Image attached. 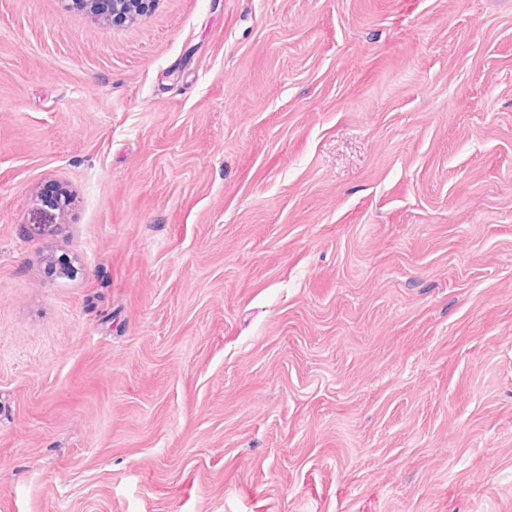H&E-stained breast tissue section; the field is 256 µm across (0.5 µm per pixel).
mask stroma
<instances>
[{"instance_id":"35a3bbf8","label":"stroma","mask_w":512,"mask_h":512,"mask_svg":"<svg viewBox=\"0 0 512 512\" xmlns=\"http://www.w3.org/2000/svg\"><path fill=\"white\" fill-rule=\"evenodd\" d=\"M0 512H512V0H0ZM85 5L93 8L107 24H121L132 18L137 4L143 11L152 9L155 0H83ZM83 3L78 2L77 6L83 8Z\"/></svg>"}]
</instances>
